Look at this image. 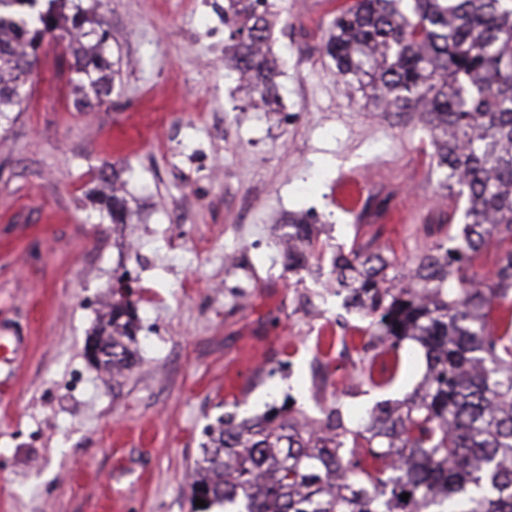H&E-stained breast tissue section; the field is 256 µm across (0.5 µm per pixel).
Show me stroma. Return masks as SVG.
I'll return each instance as SVG.
<instances>
[{
  "label": "stroma",
  "mask_w": 512,
  "mask_h": 512,
  "mask_svg": "<svg viewBox=\"0 0 512 512\" xmlns=\"http://www.w3.org/2000/svg\"><path fill=\"white\" fill-rule=\"evenodd\" d=\"M283 109H244L224 65V0H98L122 69L100 107L76 111L61 48L44 43L30 96L0 117V512H191L203 430L293 399L318 416L400 399L422 381L409 345L394 381L335 368L367 321L330 288L341 246L368 239L408 263L446 216L415 115L351 102L323 53L331 0H276ZM127 182L128 224H104L100 169ZM390 199L355 224L345 179ZM319 217L320 260L285 270L288 213ZM235 254L225 263V254ZM138 315L139 359L119 380L86 358L118 276ZM332 364L321 379V364Z\"/></svg>",
  "instance_id": "1"
}]
</instances>
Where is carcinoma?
<instances>
[{"mask_svg": "<svg viewBox=\"0 0 512 512\" xmlns=\"http://www.w3.org/2000/svg\"><path fill=\"white\" fill-rule=\"evenodd\" d=\"M0 0V116L19 111L45 39L73 59L74 104L92 108L114 89L119 70L110 32L84 0ZM282 23L275 0H224V65L253 102L279 111L280 69L272 50ZM324 52L351 100L376 112L410 113L424 123L439 188L464 201L428 226L437 238L393 284L397 259L353 242L333 260L336 292L369 319L389 385L406 343L428 365L424 387L366 411L347 426L335 401L306 419L289 403L250 418L224 413L204 431L193 464L190 502L208 512H512V0H336ZM118 178L99 193L104 218L130 224ZM297 242L282 253L290 270L317 251L316 225L288 215ZM497 252L489 281L475 268ZM93 340L112 377L137 356L134 309L124 292ZM349 453H344V448ZM409 494L408 500L401 495Z\"/></svg>", "mask_w": 512, "mask_h": 512, "instance_id": "cac0c4a2", "label": "carcinoma"}]
</instances>
